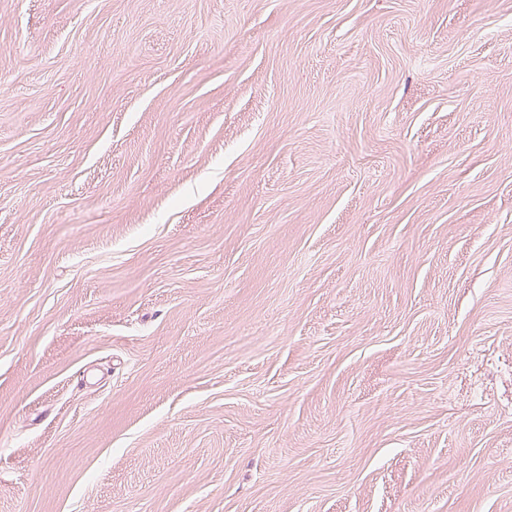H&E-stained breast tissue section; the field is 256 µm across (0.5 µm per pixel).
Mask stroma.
<instances>
[{"mask_svg": "<svg viewBox=\"0 0 512 512\" xmlns=\"http://www.w3.org/2000/svg\"><path fill=\"white\" fill-rule=\"evenodd\" d=\"M0 512H512V0H0Z\"/></svg>", "mask_w": 512, "mask_h": 512, "instance_id": "obj_1", "label": "stroma"}]
</instances>
